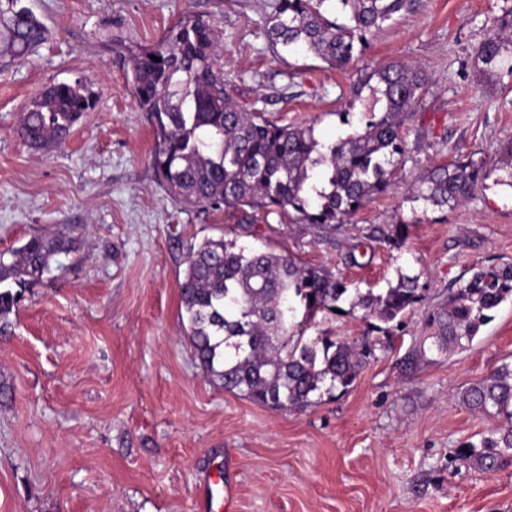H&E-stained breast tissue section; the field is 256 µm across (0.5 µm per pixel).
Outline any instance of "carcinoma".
Here are the masks:
<instances>
[{
	"label": "carcinoma",
	"mask_w": 512,
	"mask_h": 512,
	"mask_svg": "<svg viewBox=\"0 0 512 512\" xmlns=\"http://www.w3.org/2000/svg\"><path fill=\"white\" fill-rule=\"evenodd\" d=\"M349 12L348 25L323 14L326 2ZM409 0H275L267 20L272 46L310 54L347 69L357 43L405 10ZM0 26L11 49L25 55L46 40L33 11L0 0ZM127 79L140 111L155 130L152 168L158 184L186 207L224 209L240 234L252 235L255 214L277 212L295 222L334 230L374 194L391 187L389 166L405 159L403 126L413 103L429 91L425 72L411 63L374 70L354 84L363 101L357 120L344 111V125L359 130L325 144L312 127L278 125L261 112L232 103L217 67V31L210 20L183 13L173 28L149 46L125 48ZM512 59V17L479 48L474 67L492 75ZM96 105L82 81L51 83L22 113L18 133L34 146L60 142ZM492 169L482 161H453L431 169L411 194L434 207L466 203ZM408 225L367 228L366 237L400 246ZM77 240L32 236L0 258V322L8 321L24 293L51 272L59 254ZM182 325L198 362L224 390L274 410H302L334 393L349 391L375 358L379 341L341 340L324 332L304 338L318 315L363 311L371 331L394 335L401 319L424 296L417 277L398 273L397 284L362 294L323 267L299 264L290 255L240 246L237 239L205 238L191 246L179 283ZM512 302V263L477 268L429 312L432 346L441 353L473 342L491 312ZM348 304L349 309L342 308ZM470 409L500 420L458 457L482 472L512 463V365L504 364L461 393Z\"/></svg>",
	"instance_id": "cac0c4a2"
}]
</instances>
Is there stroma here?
<instances>
[{
    "label": "stroma",
    "instance_id": "35a3bbf8",
    "mask_svg": "<svg viewBox=\"0 0 512 512\" xmlns=\"http://www.w3.org/2000/svg\"><path fill=\"white\" fill-rule=\"evenodd\" d=\"M275 0H28L48 29L24 58L0 43V251L31 236L79 237L26 291L0 338V512H512V465L460 460L497 418L458 394L512 364V303L465 349L421 354L428 313L474 267L512 262V190L485 180L465 204L411 201L427 170L496 165L512 141V73L479 78L474 58L512 0H411L369 35L348 71L275 53ZM214 23L229 98L280 125L346 135L351 87L393 62L431 87L405 122L408 152L392 188L335 234L272 213L241 244L318 265L360 291L417 276L424 300L378 347L348 392L303 411L224 391L199 368L182 325L179 283L191 245L232 227L157 184L154 131L139 112L117 43L157 41L185 11ZM90 83L97 98L62 144L32 148L18 122L50 82ZM402 217L392 249L362 234ZM360 243L357 264L349 246Z\"/></svg>",
    "mask_w": 512,
    "mask_h": 512
}]
</instances>
